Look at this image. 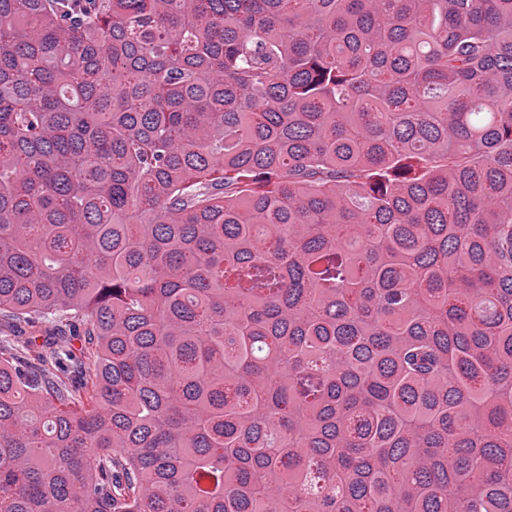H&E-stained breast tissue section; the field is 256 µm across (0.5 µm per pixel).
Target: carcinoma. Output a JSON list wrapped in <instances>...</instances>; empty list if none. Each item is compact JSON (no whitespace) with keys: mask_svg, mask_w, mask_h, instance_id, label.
I'll return each instance as SVG.
<instances>
[{"mask_svg":"<svg viewBox=\"0 0 512 512\" xmlns=\"http://www.w3.org/2000/svg\"><path fill=\"white\" fill-rule=\"evenodd\" d=\"M0 321V512H512V0H0Z\"/></svg>","mask_w":512,"mask_h":512,"instance_id":"obj_1","label":"carcinoma"}]
</instances>
